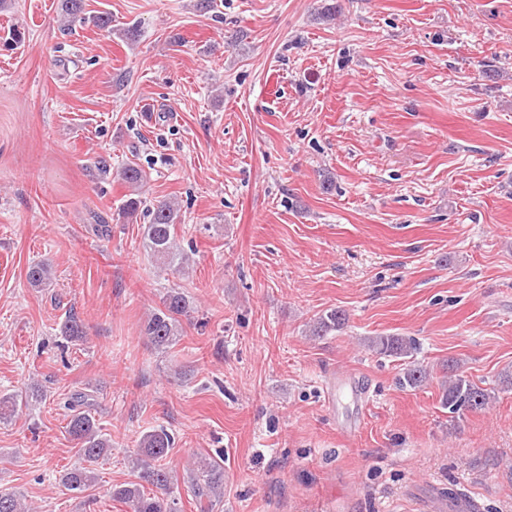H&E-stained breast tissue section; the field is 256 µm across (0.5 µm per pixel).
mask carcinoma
Here are the masks:
<instances>
[{
  "label": "carcinoma",
  "mask_w": 512,
  "mask_h": 512,
  "mask_svg": "<svg viewBox=\"0 0 512 512\" xmlns=\"http://www.w3.org/2000/svg\"><path fill=\"white\" fill-rule=\"evenodd\" d=\"M61 10L72 20L84 19V0H62ZM123 182L132 191H138L146 174L134 164L120 170ZM178 204L173 199H161L146 207L149 217L144 225L143 239L146 250L156 262L164 267L180 271L186 263V256L177 249ZM53 278L52 268L44 263L29 267L27 281L34 288L47 287ZM192 302L178 288L168 289L161 297L160 304L144 321L142 333L157 349H169L181 339L180 318L189 316ZM346 315L341 310L332 309L317 318L310 325V335L322 337L345 325ZM61 336L77 342L85 339L84 327L80 318L68 314L59 327ZM368 348L379 355L405 359L417 350L416 341L402 336H375L368 340ZM429 378L426 368L415 363L403 372L400 382L403 386L416 388ZM43 396L41 386L35 384L28 393L4 394L0 396V421L8 422L29 405V400ZM494 399L492 392L466 379L458 373V363L448 361V385L444 386L442 405L451 414L463 411L482 410ZM94 398L80 392L64 402L68 411L67 433L79 445L83 464L68 469L60 475V483L72 492H83L96 482L93 464L104 458L112 445L92 414ZM174 446V438L164 427L153 428L142 434L134 457L131 459L135 480L112 486V499L125 504L129 512H176L175 500L169 497L175 476L164 465ZM186 482L193 496L206 500L202 508H215L224 496V467L215 459L200 457L189 470ZM0 512H33L25 499L16 495H0Z\"/></svg>",
  "instance_id": "1"
}]
</instances>
